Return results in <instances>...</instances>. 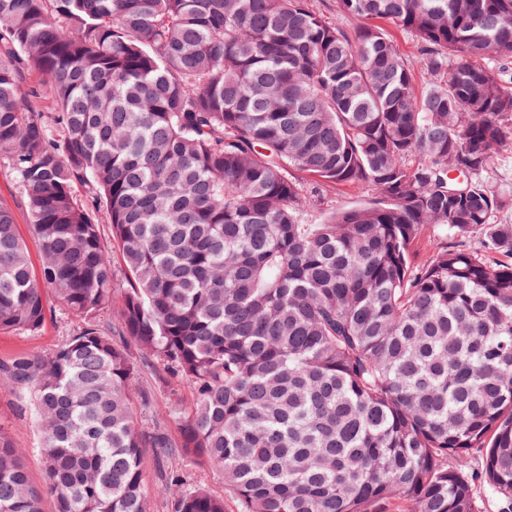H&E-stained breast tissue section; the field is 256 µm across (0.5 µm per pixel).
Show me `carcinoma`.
<instances>
[{"label":"carcinoma","mask_w":512,"mask_h":512,"mask_svg":"<svg viewBox=\"0 0 512 512\" xmlns=\"http://www.w3.org/2000/svg\"><path fill=\"white\" fill-rule=\"evenodd\" d=\"M337 7L354 35L307 0H0V159L43 259L38 278L0 204V331H37L48 293L86 320L0 360L46 471L39 490L0 432V512H148L146 448L220 472L239 512H478L480 483L512 512V194L488 175L512 146V0ZM292 169L375 198L311 224ZM100 213L122 336L192 387L177 441L138 418L140 367L95 321ZM184 481L169 512H224ZM99 226L101 231V236L104 243L113 250V268L115 273V282L114 288L115 292L112 294V300L106 305L103 313L100 317V324L112 331V335L115 336L118 342L123 341L122 336H118L119 334V326L117 324V318L115 317L119 307L121 306L122 297H121V289L127 287L126 283V273L123 263L120 259L118 252L115 249H112V228L110 224H107V221L104 215L99 214Z\"/></svg>","instance_id":"cac0c4a2"}]
</instances>
